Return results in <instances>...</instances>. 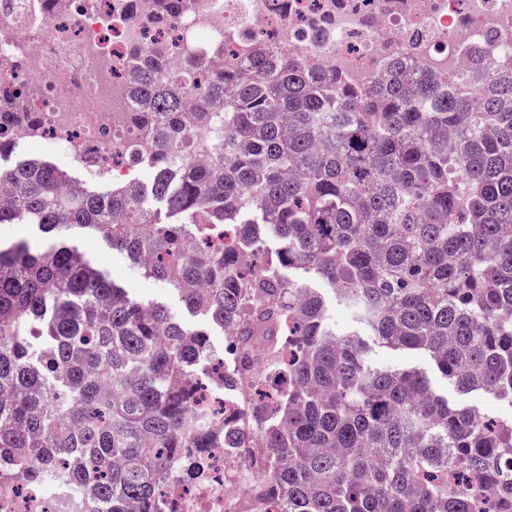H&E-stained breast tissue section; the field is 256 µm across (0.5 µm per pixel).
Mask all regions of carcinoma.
I'll use <instances>...</instances> for the list:
<instances>
[{"instance_id":"carcinoma-1","label":"carcinoma","mask_w":512,"mask_h":512,"mask_svg":"<svg viewBox=\"0 0 512 512\" xmlns=\"http://www.w3.org/2000/svg\"><path fill=\"white\" fill-rule=\"evenodd\" d=\"M191 0H156L160 23ZM224 71L169 49L139 58L138 103L111 117L126 165L96 194L46 160L0 169V498L58 475L67 512H160L159 479L213 448H258L249 495L276 512H512V419L452 406L425 372L378 367L332 305L392 350L420 351L460 393L512 405V71L474 95L390 58L376 80L314 70L272 40ZM45 113L0 95V157ZM159 200L179 217L156 221ZM237 228L226 247L213 226ZM89 232L224 330L217 348L117 286L74 244ZM267 375L239 418L194 403ZM492 491L481 500L468 483Z\"/></svg>"}]
</instances>
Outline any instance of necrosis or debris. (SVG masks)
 Wrapping results in <instances>:
<instances>
[{
	"instance_id": "necrosis-or-debris-1",
	"label": "necrosis or debris",
	"mask_w": 512,
	"mask_h": 512,
	"mask_svg": "<svg viewBox=\"0 0 512 512\" xmlns=\"http://www.w3.org/2000/svg\"><path fill=\"white\" fill-rule=\"evenodd\" d=\"M35 0H0V62L7 85L24 84L31 103L46 112L47 133L64 153L78 139L84 158L125 172L111 138L99 135L109 115L127 102L125 85L135 68L133 48L156 44L170 48L171 58H194L209 68L223 67L213 52L231 30L273 38L305 60L336 64L370 77L389 57L421 60L448 79L469 78L462 62L480 47L494 69L512 68V8L501 0H405L398 15L387 0H360L361 9L334 15L327 35L310 41L304 35L320 16L332 13L334 0H289L276 11V0H194L188 12L163 26L153 0H139V17L129 22V0H52L38 8ZM263 467L261 455L213 449L207 477L189 483L168 476L161 485L167 512H238L236 493L245 479Z\"/></svg>"
}]
</instances>
